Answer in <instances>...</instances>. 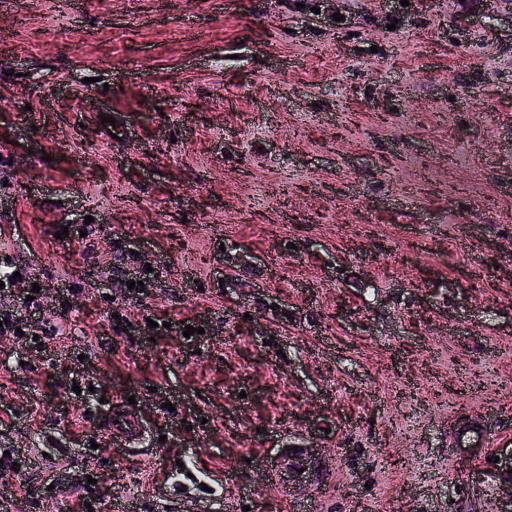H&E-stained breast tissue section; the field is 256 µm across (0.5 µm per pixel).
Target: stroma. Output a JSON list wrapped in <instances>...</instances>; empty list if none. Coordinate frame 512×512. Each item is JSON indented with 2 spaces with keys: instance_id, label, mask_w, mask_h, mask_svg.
<instances>
[{
  "instance_id": "35a3bbf8",
  "label": "stroma",
  "mask_w": 512,
  "mask_h": 512,
  "mask_svg": "<svg viewBox=\"0 0 512 512\" xmlns=\"http://www.w3.org/2000/svg\"><path fill=\"white\" fill-rule=\"evenodd\" d=\"M4 263L42 285L41 345L0 337L7 512H499L512 8L0 0ZM182 466L221 493L164 495ZM118 420V423H115ZM107 432L114 442L129 447L137 443L142 432V422L137 413L124 402H116L105 419ZM321 448H300L299 454H296L291 462H288V466L285 470H282L281 478L283 481H288L289 484L303 483L306 482V474L311 470V462H316L320 459ZM304 468V472H298V469Z\"/></svg>"
}]
</instances>
